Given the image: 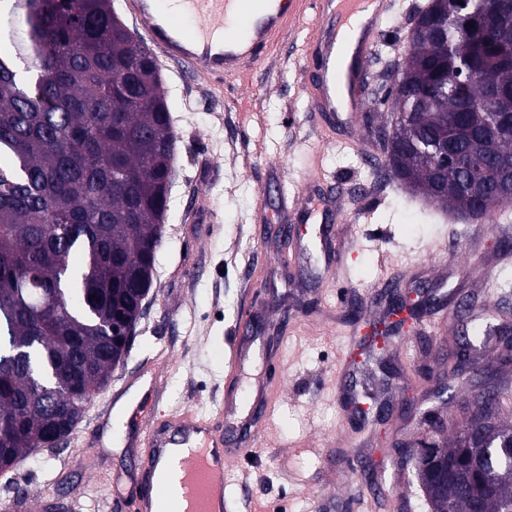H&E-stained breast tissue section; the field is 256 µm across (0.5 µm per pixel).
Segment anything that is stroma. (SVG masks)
I'll return each instance as SVG.
<instances>
[{
	"instance_id": "obj_1",
	"label": "stroma",
	"mask_w": 512,
	"mask_h": 512,
	"mask_svg": "<svg viewBox=\"0 0 512 512\" xmlns=\"http://www.w3.org/2000/svg\"><path fill=\"white\" fill-rule=\"evenodd\" d=\"M427 0H399L381 23L367 64L357 133L367 148L392 120L383 98L414 12ZM311 20L301 19L282 46L234 90L215 99L202 79L182 81L161 65L176 141L175 173L157 252L154 285L136 337L102 392L86 404L62 448L42 450L0 473L26 486L21 512H132L137 486L129 438L133 408L151 395L166 416L190 408L224 423L228 393L272 395L270 416L252 459L235 462L225 495L236 512H429L411 472L394 452L447 446L468 422L467 392L437 357L455 343L460 302L491 322L512 323V204L504 222L463 220L412 195L387 167L320 139L307 112L301 70ZM338 187L295 227L296 251L276 227L287 195L319 197ZM201 221L189 223L191 208ZM340 246L326 268L314 245L320 225ZM428 303L386 345L366 344L390 306L367 302L382 286ZM252 304L246 332L239 315ZM259 349L235 384L226 381L230 345ZM154 375H141L147 361Z\"/></svg>"
}]
</instances>
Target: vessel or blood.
Here are the masks:
<instances>
[{
    "label": "vessel or blood",
    "mask_w": 512,
    "mask_h": 512,
    "mask_svg": "<svg viewBox=\"0 0 512 512\" xmlns=\"http://www.w3.org/2000/svg\"><path fill=\"white\" fill-rule=\"evenodd\" d=\"M184 22L172 20L163 0H125L136 30L162 61L205 79L215 90L251 71L268 57L298 17L310 16L316 27L307 39L303 67L311 71L306 89L308 109L332 112L344 102L348 112L360 107L358 89L365 79L361 64L380 37L386 0H181ZM270 403L255 399L245 424L227 431L187 410L159 424L148 410L132 439L139 448L140 484L134 512H156L167 499L171 512H213L224 495L227 464L238 455L226 447V435L254 442Z\"/></svg>",
    "instance_id": "1"
}]
</instances>
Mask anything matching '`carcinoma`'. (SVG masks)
<instances>
[{"instance_id": "carcinoma-1", "label": "carcinoma", "mask_w": 512, "mask_h": 512, "mask_svg": "<svg viewBox=\"0 0 512 512\" xmlns=\"http://www.w3.org/2000/svg\"><path fill=\"white\" fill-rule=\"evenodd\" d=\"M430 0L418 21L436 35L414 34L397 67L401 94L391 99L396 139L382 137L385 164L412 192L459 212L469 209L456 172L483 160V183L512 201L499 160L512 161V126L497 131L494 155L457 137L459 113L480 127L477 102L512 90V0ZM0 353L31 340L28 358L0 363V471L68 437L85 405L109 383L128 353L126 328L142 315L153 286L161 216L172 183V130L159 68L147 48L131 52L133 32L114 21L112 0H0ZM465 347L448 349L468 389L467 408L487 419L456 438L448 457L481 448L484 477L441 480L416 471L430 512H505L512 502V429L495 423L504 387L483 374L512 353L490 337L512 324L470 315Z\"/></svg>"}]
</instances>
